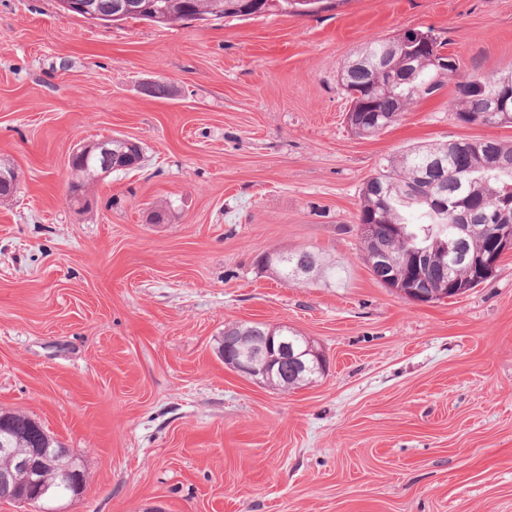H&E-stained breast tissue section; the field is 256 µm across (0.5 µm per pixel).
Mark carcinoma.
<instances>
[{
	"label": "carcinoma",
	"instance_id": "1",
	"mask_svg": "<svg viewBox=\"0 0 512 512\" xmlns=\"http://www.w3.org/2000/svg\"><path fill=\"white\" fill-rule=\"evenodd\" d=\"M137 7L132 18L145 19L169 25L189 17L253 19L273 13H296L303 7L299 0H131ZM445 43L435 42V48L410 44L400 35L386 40L369 42L358 54L356 66L345 63L341 67V83L349 95L350 103L362 104V111L354 113L348 127L359 137L367 132L383 131V126L396 123L407 106L433 96L445 82L457 76L459 67L443 70L432 60L433 52H442ZM385 59L404 71L401 80L391 84L387 75L377 68ZM453 104L458 118L466 123L491 125L492 98L507 94L512 98V81L503 76L494 77L472 73L455 83ZM75 181L71 186L79 196L74 201L84 206L87 187L101 172L100 166L74 168ZM370 181L378 192L363 188L357 221L360 224L381 226L399 225L402 237H385L386 247L401 256L423 255L441 250L444 243L456 238L457 224H493L495 206L512 203V145L495 140H461L445 144L416 145L402 155L388 158L379 165ZM440 193L450 200H461L463 206L455 211L437 212L422 197ZM365 263L372 276L381 284L387 277L404 281L409 277L408 263L388 273L379 269L374 261V244L361 240ZM283 260L276 264L278 278L285 284L295 282L293 270L298 266L317 267L325 263L318 251L282 250ZM238 336L256 339L278 335L264 322L234 326ZM28 439L44 443L38 426L19 417L1 415Z\"/></svg>",
	"mask_w": 512,
	"mask_h": 512
}]
</instances>
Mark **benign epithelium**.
I'll return each mask as SVG.
<instances>
[{
  "mask_svg": "<svg viewBox=\"0 0 512 512\" xmlns=\"http://www.w3.org/2000/svg\"><path fill=\"white\" fill-rule=\"evenodd\" d=\"M62 5L67 9L80 11L92 20L100 17L92 0H62ZM127 144L131 150L122 155L112 152V142L108 138L83 144L71 152L68 164L80 163L94 156L100 159L101 168L106 171L112 168H134L140 162V146L130 140ZM497 212L500 215V224L487 231V247L483 253L472 257L462 250L464 236L482 228L480 224H463L460 227L463 235L443 251L440 258L426 256L413 280L403 288L395 287V290L415 303H430L438 297L448 295L460 296L466 289L457 283L450 281L447 287L437 289L434 287V280L436 273H445L452 266L464 262L474 272L472 283L481 284L490 278L502 256L512 252V225L509 224L508 210L499 207ZM218 353L224 363L241 376L267 386L272 385L274 376L282 371L288 372L290 367L298 375L308 372L322 375L325 371V356L310 340L302 350L292 347L286 336L281 337L276 345L266 339L244 346L227 328L224 330V341ZM64 452V448L44 447L20 452L15 448L13 436L6 432L1 433L0 455L10 460V466L6 469L0 468V500H10L31 512H67L58 505L61 497L49 491V487L42 480L44 473L55 470V461ZM60 478L61 482L69 486L72 498L75 499L81 494L83 472L78 457H73L72 467L61 472Z\"/></svg>",
  "mask_w": 512,
  "mask_h": 512,
  "instance_id": "obj_1",
  "label": "benign epithelium"
}]
</instances>
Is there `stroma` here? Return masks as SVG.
<instances>
[{"label": "stroma", "mask_w": 512, "mask_h": 512, "mask_svg": "<svg viewBox=\"0 0 512 512\" xmlns=\"http://www.w3.org/2000/svg\"><path fill=\"white\" fill-rule=\"evenodd\" d=\"M432 30L461 73L512 72V0H344L312 15L161 27L0 0V413L77 453L69 512H512V253L468 293L410 302L364 259L381 158L512 125L461 122L453 83L377 136L347 127L339 69ZM161 81L170 95L154 97ZM137 141L138 168L69 200L73 147ZM313 248L342 284L256 264ZM285 325L327 370L239 376L225 327Z\"/></svg>", "instance_id": "stroma-1"}]
</instances>
